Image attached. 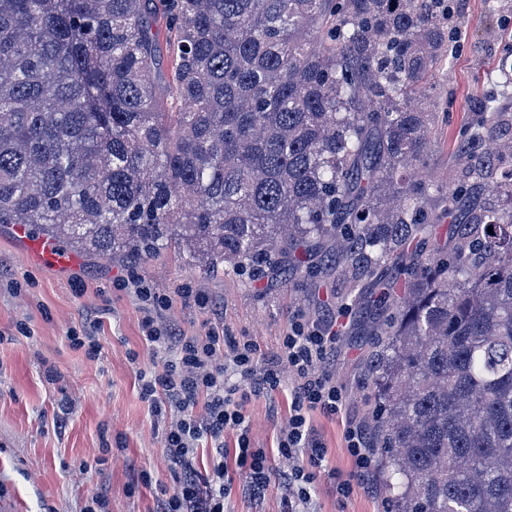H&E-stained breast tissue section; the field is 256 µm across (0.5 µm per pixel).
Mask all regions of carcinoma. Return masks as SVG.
<instances>
[{
  "label": "carcinoma",
  "mask_w": 512,
  "mask_h": 512,
  "mask_svg": "<svg viewBox=\"0 0 512 512\" xmlns=\"http://www.w3.org/2000/svg\"><path fill=\"white\" fill-rule=\"evenodd\" d=\"M448 6L0 0V224L285 283L327 260L372 315L389 512H512V108L423 180Z\"/></svg>",
  "instance_id": "cac0c4a2"
}]
</instances>
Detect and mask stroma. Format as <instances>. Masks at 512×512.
<instances>
[{"instance_id":"obj_1","label":"stroma","mask_w":512,"mask_h":512,"mask_svg":"<svg viewBox=\"0 0 512 512\" xmlns=\"http://www.w3.org/2000/svg\"><path fill=\"white\" fill-rule=\"evenodd\" d=\"M457 37L449 56L431 79L438 111L447 115L431 132L429 170L440 181L459 174L457 148L479 112L512 107V86L497 83L496 67L512 51V0H455ZM65 269L42 265L13 227L0 224V496L15 512H83L89 498L105 493L109 512H158L164 494L178 485L179 473L162 453L163 425L154 422L140 394L141 383L129 360L162 364L141 337L142 313L122 291L123 279L145 277L152 287L174 295L196 288L210 300L203 311L175 299L165 318L188 336H202L223 323L225 333L248 336L271 351L295 314L320 325L341 326L328 364L345 391L342 414L314 413L312 424L328 450L316 469L312 512H385L383 485L365 473L363 485L338 496L336 481L349 475L352 458L344 429L348 422L369 427L374 390L363 372L370 354L367 326L355 308V295L337 287L336 274L317 281L297 277L289 284L251 280L228 271L191 267L177 248L130 265L121 259L76 256ZM98 315L101 353L88 356L68 340L87 314ZM245 409L250 438L264 449L275 473L260 498L235 474L230 512H284L288 469L277 452L288 418V394L251 398ZM65 428H57V416ZM86 470H79L78 462Z\"/></svg>"}]
</instances>
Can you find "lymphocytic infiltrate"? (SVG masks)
<instances>
[{"label": "lymphocytic infiltrate", "instance_id": "1", "mask_svg": "<svg viewBox=\"0 0 512 512\" xmlns=\"http://www.w3.org/2000/svg\"><path fill=\"white\" fill-rule=\"evenodd\" d=\"M125 291L143 314L145 343L165 355L161 369L136 370L151 416L169 421L163 453L180 471L179 483L163 500L161 512H225L233 468L246 472L251 494L264 493L274 472L264 451L251 443L244 404L249 396L271 398L283 389L291 402L277 449L290 468L289 512H309L312 469L321 466L327 455L315 436L311 415L317 411L333 415L342 406V390L325 366L327 352L336 341L333 327L315 326L303 315H295L276 350L266 354L252 339L215 329L202 336L179 334L159 319L160 312L171 307L172 297L151 288L144 277L128 280ZM202 394L207 397L206 411L198 416L193 407ZM229 429L237 434L231 451L224 446ZM203 440L211 445L212 467L202 479L193 460ZM228 457L233 465H225Z\"/></svg>", "mask_w": 512, "mask_h": 512}]
</instances>
